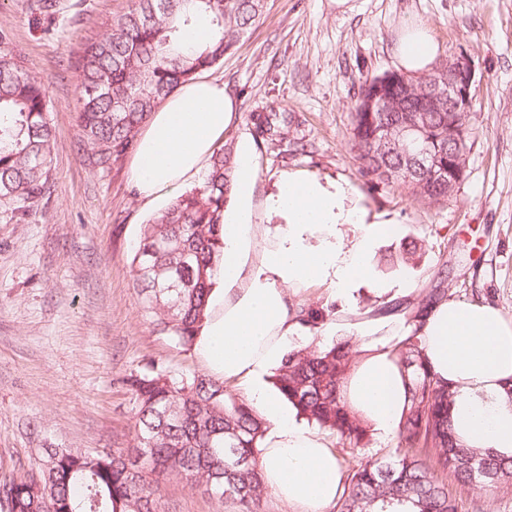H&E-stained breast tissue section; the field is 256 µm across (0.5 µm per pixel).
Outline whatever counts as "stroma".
Masks as SVG:
<instances>
[{
  "instance_id": "obj_1",
  "label": "stroma",
  "mask_w": 512,
  "mask_h": 512,
  "mask_svg": "<svg viewBox=\"0 0 512 512\" xmlns=\"http://www.w3.org/2000/svg\"><path fill=\"white\" fill-rule=\"evenodd\" d=\"M0 0L8 49L43 84L56 135L52 194L26 223L0 210V478L38 471L49 448H128L135 417L124 378L155 360L177 373L203 372L193 348L155 329L142 310L131 262L154 209L137 200L130 156L110 168L86 165L80 147L77 64L113 15L133 0ZM429 28L438 60L464 54L475 66L470 112L474 143L456 192L431 203L407 189L361 177L350 150L352 106L361 82L396 70L400 27ZM204 77L236 101L229 139L251 140L249 115L272 108L300 113L308 153L253 147V221L280 224L271 197L279 180L301 171L340 183L360 197L365 224H344V243L372 242L369 270L343 309L327 285L289 291L292 306L332 307L310 345L390 335L384 304L422 298L494 306L512 320V0H267L233 51ZM416 245L411 265H382ZM460 512H512V483L452 486ZM164 512H236L172 476Z\"/></svg>"
}]
</instances>
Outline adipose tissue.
<instances>
[{"instance_id":"1","label":"adipose tissue","mask_w":512,"mask_h":512,"mask_svg":"<svg viewBox=\"0 0 512 512\" xmlns=\"http://www.w3.org/2000/svg\"><path fill=\"white\" fill-rule=\"evenodd\" d=\"M436 54L429 28L407 22L393 51L397 65L420 74ZM235 110L223 83L205 77L168 96L137 136L130 175L139 200L170 203L201 179ZM236 175L238 202L224 213L219 271L194 349L209 374L242 387L268 423L258 454L264 485L293 512H327L343 492L337 452L325 437L297 425L262 377L296 340L289 288L326 282L342 300L365 276L367 242L339 244L336 228L365 223L367 212L343 186L290 174L273 200L283 223L264 234V247L251 259L246 246L260 231L252 222L255 170L248 148L237 152ZM421 334L433 372L453 392L449 414L456 438L470 448L512 456V406L506 396L512 385V321L487 305L447 300L434 307ZM345 387L349 406L380 435L395 437L405 388L385 345L363 346Z\"/></svg>"}]
</instances>
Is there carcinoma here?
Returning a JSON list of instances; mask_svg holds the SVG:
<instances>
[{
	"label": "carcinoma",
	"mask_w": 512,
	"mask_h": 512,
	"mask_svg": "<svg viewBox=\"0 0 512 512\" xmlns=\"http://www.w3.org/2000/svg\"><path fill=\"white\" fill-rule=\"evenodd\" d=\"M265 0H134L112 18L110 30L87 45L80 62L81 142L88 165L107 169L136 144L141 125L178 87L224 59L261 17ZM204 18L212 37L187 48L188 31ZM448 70L412 83L399 74L366 78L351 113V149L369 183L397 185L418 198H448V141L468 158L470 114L447 109ZM387 98L392 110L381 112ZM41 83L0 49V203L20 224L48 193L55 133ZM257 145L284 153L307 149L296 112L249 115ZM418 129L429 163L422 168L390 133ZM235 144L227 140L201 184L173 200L144 226L132 260L143 310L184 345H193L203 321L214 270L223 249L221 218L234 187ZM448 289L433 288L418 302L397 301L375 312L399 315L409 328L389 343L404 377L406 409L397 450L387 461H366L349 476L339 512H459L444 477L461 487L512 479V457L457 443L448 415L451 392L436 377L418 333ZM333 309L301 306L295 320L319 328ZM360 351L351 340L289 351L273 376L297 414L360 448L370 427L347 405L345 381ZM136 419L130 448H62L38 473L6 476L0 512H162V481L179 475L190 485L212 482L219 500L239 512H259L263 481L257 448L265 422L224 383L204 373L175 375L150 362L124 378ZM438 449L432 460L428 451Z\"/></svg>",
	"instance_id": "cac0c4a2"
}]
</instances>
